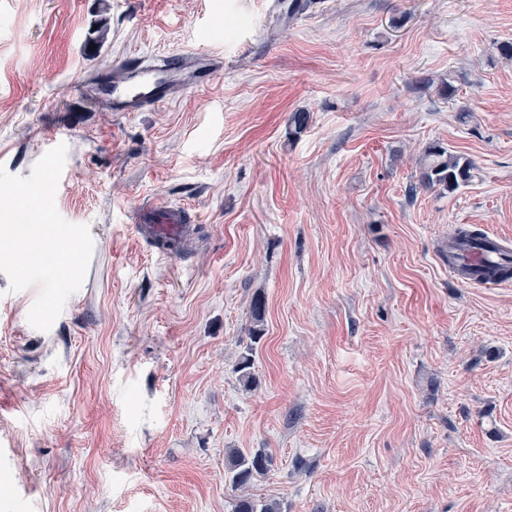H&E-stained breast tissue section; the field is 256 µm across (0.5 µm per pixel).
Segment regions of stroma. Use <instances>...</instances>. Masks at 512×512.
I'll use <instances>...</instances> for the list:
<instances>
[{
  "label": "stroma",
  "instance_id": "obj_1",
  "mask_svg": "<svg viewBox=\"0 0 512 512\" xmlns=\"http://www.w3.org/2000/svg\"><path fill=\"white\" fill-rule=\"evenodd\" d=\"M506 42L512 0H0V165L30 176L52 129L57 208L93 241L49 330L0 273V512H232L234 449L271 457L249 492L279 512H512V285L446 259L462 224L512 240ZM215 49L161 107L74 90ZM436 142L470 185L416 189ZM150 201L188 207V254L138 238Z\"/></svg>",
  "mask_w": 512,
  "mask_h": 512
}]
</instances>
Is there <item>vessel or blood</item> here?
<instances>
[{
	"label": "vessel or blood",
	"instance_id": "1",
	"mask_svg": "<svg viewBox=\"0 0 512 512\" xmlns=\"http://www.w3.org/2000/svg\"><path fill=\"white\" fill-rule=\"evenodd\" d=\"M224 70L220 52H186L152 60L122 61L101 75L105 89L101 109L108 112H141L155 104L177 98L187 88L210 83ZM128 220L138 234L169 256L179 255L196 230L183 207L147 204L131 211ZM512 254L501 237L461 243L451 250L449 273L460 267L499 263Z\"/></svg>",
	"mask_w": 512,
	"mask_h": 512
}]
</instances>
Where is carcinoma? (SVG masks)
<instances>
[{
  "label": "carcinoma",
  "instance_id": "1",
  "mask_svg": "<svg viewBox=\"0 0 512 512\" xmlns=\"http://www.w3.org/2000/svg\"><path fill=\"white\" fill-rule=\"evenodd\" d=\"M474 178V164L467 159L448 153V148L440 143L428 146L420 160L418 186L423 189H438L453 193L472 183ZM488 273L498 279L511 278L512 258L503 264L493 266L487 273L481 268L473 270L474 276L481 279L486 278ZM264 315L265 301L257 297L252 303L251 336L255 341L261 340L264 336ZM252 366V358L249 354L241 356L236 363L239 380L245 386L250 385L253 380ZM270 462L271 457L261 451L236 450L228 458L229 482L237 490L244 489L270 471ZM234 512H274V505L244 494L236 499Z\"/></svg>",
  "mask_w": 512,
  "mask_h": 512
}]
</instances>
